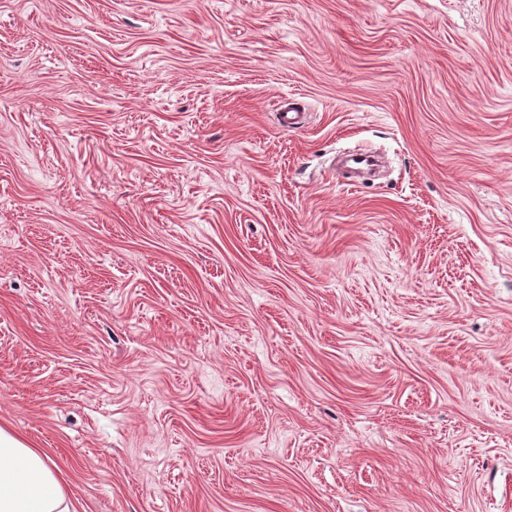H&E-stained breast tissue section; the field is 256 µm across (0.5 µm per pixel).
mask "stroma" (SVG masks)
<instances>
[{
	"label": "stroma",
	"mask_w": 512,
	"mask_h": 512,
	"mask_svg": "<svg viewBox=\"0 0 512 512\" xmlns=\"http://www.w3.org/2000/svg\"><path fill=\"white\" fill-rule=\"evenodd\" d=\"M0 426L75 512H512V0H0Z\"/></svg>",
	"instance_id": "1"
}]
</instances>
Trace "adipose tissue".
<instances>
[{
  "label": "adipose tissue",
  "instance_id": "adipose-tissue-1",
  "mask_svg": "<svg viewBox=\"0 0 512 512\" xmlns=\"http://www.w3.org/2000/svg\"><path fill=\"white\" fill-rule=\"evenodd\" d=\"M0 512H72L57 467L23 438L0 427Z\"/></svg>",
  "mask_w": 512,
  "mask_h": 512
}]
</instances>
